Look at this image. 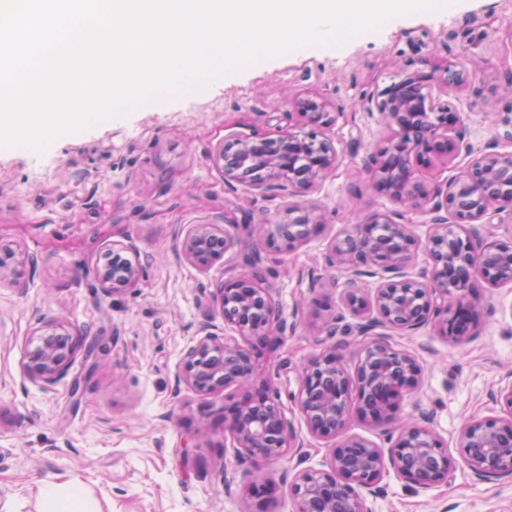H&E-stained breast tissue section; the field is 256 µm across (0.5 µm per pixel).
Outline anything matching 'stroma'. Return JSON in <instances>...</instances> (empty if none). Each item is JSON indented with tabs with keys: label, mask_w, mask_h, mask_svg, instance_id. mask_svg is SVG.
Masks as SVG:
<instances>
[{
	"label": "stroma",
	"mask_w": 512,
	"mask_h": 512,
	"mask_svg": "<svg viewBox=\"0 0 512 512\" xmlns=\"http://www.w3.org/2000/svg\"><path fill=\"white\" fill-rule=\"evenodd\" d=\"M450 62L468 76L448 92L468 149L416 169L415 181L431 188L489 147L512 151V93L503 90L512 76V0H458L452 11L400 17L340 48L271 55L214 77L204 91L136 103L44 147L0 148V249L36 260L17 281L0 283V512H43L42 486L74 480L94 512H249L245 487L255 477L327 468L335 442L310 434L298 408L299 370L323 351L326 325L356 322L343 298L351 272L327 257L378 212H402L418 240L430 230L428 209H401L371 188L366 164L389 136L373 100L405 76ZM300 93L331 105L324 132L336 168L296 191L225 185L217 147L302 129L292 105ZM294 205L321 216L295 248L257 239L251 259L229 253L205 271L182 254L184 225L223 221L243 239L286 223ZM125 239L143 274L136 287L109 292L96 270ZM255 270L276 289L287 322L263 341L240 338L212 298L218 282ZM478 293L476 323L462 342L430 324L379 329L422 370L398 415L430 417L452 454L467 420L500 415L492 395L512 371V285L483 284ZM42 318L63 321L78 342L66 376L49 388L22 369ZM206 324L255 356L253 381L277 392L301 453L260 467L240 461L223 421L240 391L203 395L177 382L182 354ZM93 343L97 352L86 356ZM380 486L366 498L369 512H512V479L484 481L460 462L429 490L392 472Z\"/></svg>",
	"instance_id": "1"
}]
</instances>
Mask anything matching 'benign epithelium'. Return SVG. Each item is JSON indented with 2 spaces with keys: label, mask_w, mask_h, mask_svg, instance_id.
<instances>
[{
  "label": "benign epithelium",
  "mask_w": 512,
  "mask_h": 512,
  "mask_svg": "<svg viewBox=\"0 0 512 512\" xmlns=\"http://www.w3.org/2000/svg\"><path fill=\"white\" fill-rule=\"evenodd\" d=\"M445 73L444 80L434 72L406 78L383 90L377 101V110L392 134L371 159L368 172L373 187L388 197L410 209L427 207L434 214L426 242L432 267L416 279H387L375 289L372 299L364 296L358 280L360 268L397 272L413 258L418 241L409 225L398 221L399 213H376L366 220L385 225V238L364 233L359 225L356 234L333 246L328 264L344 266L353 273L345 294L351 312L360 317L373 309L377 317L356 325L361 354L355 375H349L342 363L340 350L345 343L336 340L337 333L349 330L341 317L327 329L331 345L303 365L299 410L315 436L336 437L348 424L354 398L362 419L384 425L402 389L418 384L421 368L416 358L394 348L388 337L375 332L377 327L389 324L414 330L432 321L438 335L460 341L470 334L474 321L477 284H512V243H485L475 230H455L445 216L450 211L464 224H491L496 215L512 209V193H496L498 183L512 184V152L481 153L462 175L431 190L413 177L417 167L435 160L446 164L461 151L460 140L448 136V127L458 118L448 103L432 94L431 83L460 86L464 74L451 63ZM293 104L310 129H280L270 136L236 139L229 147L219 146L215 162L224 171V184L232 186L252 176L256 185L282 181L292 188L307 189L336 167V149L322 132L330 124L328 102L300 94ZM288 213L297 214L298 228L283 224L275 232L289 231L297 235L298 243L308 238V225L321 222L313 209L297 205ZM247 247L224 234L219 224H192L181 231L184 257L201 270L226 253ZM133 252L129 241L112 244L111 260L97 270L106 289L132 288L139 282L141 269L128 258ZM26 264H33V258L13 250L1 253L0 282L17 277L18 267ZM213 298L224 323L242 337L265 339L284 329L276 292L258 273L219 282ZM203 331L183 353L179 380L202 394L250 382L254 372L251 357L211 326ZM74 352L75 343L64 323L43 319L25 345L24 373L31 381L51 387L65 377ZM495 399L502 415L465 424L458 438L464 463L486 481L512 478L511 379L499 388ZM224 429L233 447L254 463L275 461L302 447L278 396L265 383L251 386L225 410ZM397 432L394 444L386 450L349 437L333 449L328 468L297 473L289 490L298 512H368L360 490L375 493L383 475L391 470L422 489L448 481L455 461L430 421H405ZM277 492L278 486L271 480L251 481L246 495L255 504L253 512H274Z\"/></svg>",
  "instance_id": "benign-epithelium-1"
}]
</instances>
